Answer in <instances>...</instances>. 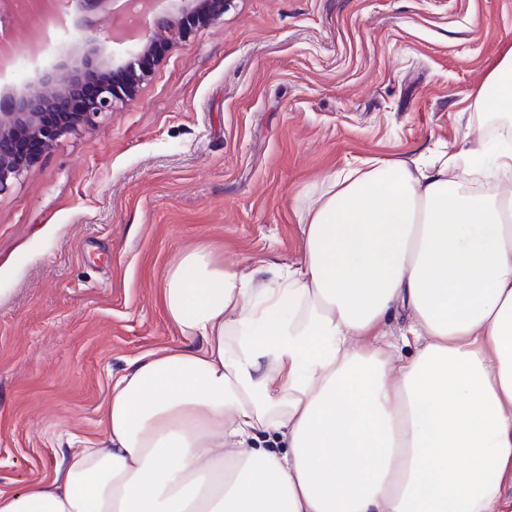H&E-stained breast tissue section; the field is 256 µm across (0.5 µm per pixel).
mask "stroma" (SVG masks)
Returning a JSON list of instances; mask_svg holds the SVG:
<instances>
[{
	"instance_id": "35a3bbf8",
	"label": "stroma",
	"mask_w": 512,
	"mask_h": 512,
	"mask_svg": "<svg viewBox=\"0 0 512 512\" xmlns=\"http://www.w3.org/2000/svg\"><path fill=\"white\" fill-rule=\"evenodd\" d=\"M109 28L73 9L0 93L89 33L123 56ZM511 42L512 0H234L43 156L0 198V488L44 478L132 360L181 344L161 298L179 251L296 266V210L330 174L490 137L477 91Z\"/></svg>"
}]
</instances>
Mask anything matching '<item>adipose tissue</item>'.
<instances>
[{"instance_id": "adipose-tissue-1", "label": "adipose tissue", "mask_w": 512, "mask_h": 512, "mask_svg": "<svg viewBox=\"0 0 512 512\" xmlns=\"http://www.w3.org/2000/svg\"><path fill=\"white\" fill-rule=\"evenodd\" d=\"M479 97L512 113V47ZM484 153L332 175L301 262L266 277L177 254L162 293L184 345L136 359L100 437L0 512H512V149L489 171ZM270 434L280 449L253 447Z\"/></svg>"}]
</instances>
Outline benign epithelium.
<instances>
[{"label": "benign epithelium", "mask_w": 512, "mask_h": 512, "mask_svg": "<svg viewBox=\"0 0 512 512\" xmlns=\"http://www.w3.org/2000/svg\"><path fill=\"white\" fill-rule=\"evenodd\" d=\"M170 9L155 11L156 0H140L148 28H130L127 10L112 12L108 39L128 47L122 59H108L97 38L70 65L57 66L21 90L0 96V197L63 139L96 126L118 105L135 100L148 81L141 68L156 63L161 45L171 49L204 26L223 19L233 0H169ZM70 0H28L25 12L52 13L64 21Z\"/></svg>", "instance_id": "7a95c632"}]
</instances>
